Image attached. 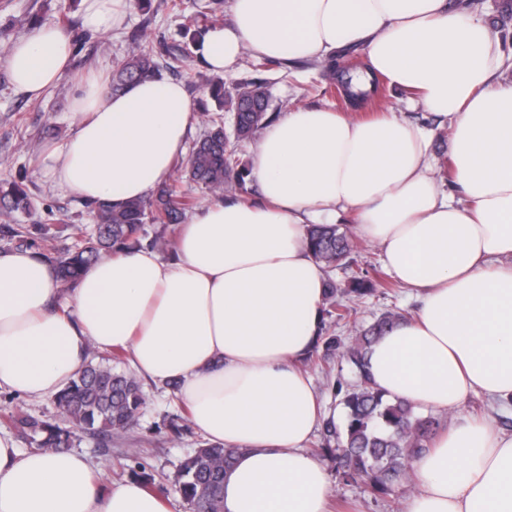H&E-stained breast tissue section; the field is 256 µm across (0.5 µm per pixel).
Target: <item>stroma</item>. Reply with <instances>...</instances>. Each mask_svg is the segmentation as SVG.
Masks as SVG:
<instances>
[{"mask_svg":"<svg viewBox=\"0 0 512 512\" xmlns=\"http://www.w3.org/2000/svg\"><path fill=\"white\" fill-rule=\"evenodd\" d=\"M69 0H0V53L9 44L27 36L33 30L31 20L43 16L52 20L59 7ZM474 11L484 18L494 30L506 36L505 53L509 60L504 70L506 79H512V0H473ZM145 15L132 8L127 12L124 26L110 34L90 35L83 52L72 60V69L57 86L40 99L33 100L17 93L11 86L8 74L0 66V180L27 173L36 187L41 207L64 210L67 216L84 213V205L71 196L60 192L44 174L39 164V153L26 150L29 142H41L47 125L60 126L69 132V114L74 91V78L93 71H111L114 58L123 56L130 35L142 24ZM261 77L268 90L272 106L284 112L293 106L329 108L347 112L352 108L346 94L337 97L315 95L311 87L320 82L319 67L309 63L288 66H271ZM416 300L413 293L403 285L394 288H379L373 293L355 299L356 324L368 325L383 314L401 311L414 314ZM301 369L313 380L327 410L339 406L337 386H350L356 378L350 367L340 358H332L329 364H319L306 359ZM146 406L137 423L122 436L113 438L111 455H103L96 439L84 436L74 446L75 452L86 456L94 465L101 467L108 479L119 483L130 479V470L135 464H143L148 471L165 478H173L181 460L191 454L201 439L198 430H191L183 439L170 440L165 425L178 413L180 403L167 387L144 382ZM467 417L490 421L496 428L512 432V406L493 403L482 395H471L454 412L445 414L444 423ZM332 496L334 500L357 505L360 512H402V502L409 493L408 487L394 489L391 494L372 496L366 489L364 479L344 481L333 460H326Z\"/></svg>","mask_w":512,"mask_h":512,"instance_id":"1","label":"stroma"}]
</instances>
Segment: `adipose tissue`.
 <instances>
[{
	"label": "adipose tissue",
	"mask_w": 512,
	"mask_h": 512,
	"mask_svg": "<svg viewBox=\"0 0 512 512\" xmlns=\"http://www.w3.org/2000/svg\"><path fill=\"white\" fill-rule=\"evenodd\" d=\"M129 0H81L92 33L121 28ZM231 22L199 54L221 72L244 54L324 61L363 51L374 78L450 129L440 187L433 133L388 111L361 119L295 107L250 150L261 198L215 200L181 226L178 257L150 249L85 268L61 294L29 250L0 252V388L56 394L89 351L123 349L136 376L163 385L193 426L237 449L223 512H331L325 466L307 445L325 405L299 362L322 327L325 276L311 224L355 216L386 268L418 295L417 312L368 354L387 398L439 412L470 394L512 402V80L491 26L451 0H229ZM72 39L43 24L0 63L13 89L40 96L70 70ZM195 118L182 84L150 78L124 93L95 78L74 89L70 133L41 165L79 203L121 207L151 196L185 154ZM403 512H512V433L461 418L415 458ZM0 512H169L135 480L107 484L72 451L20 452L0 437Z\"/></svg>",
	"instance_id": "adipose-tissue-1"
}]
</instances>
